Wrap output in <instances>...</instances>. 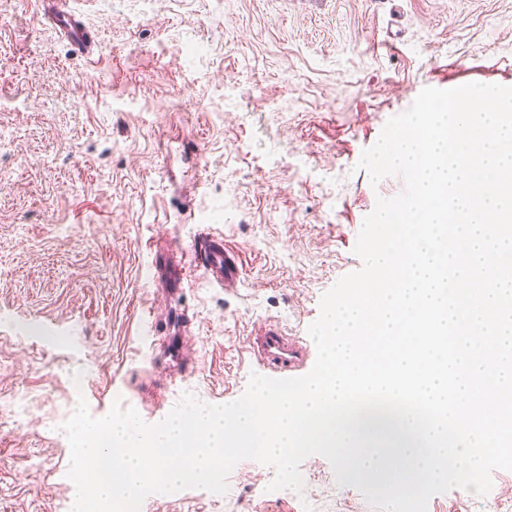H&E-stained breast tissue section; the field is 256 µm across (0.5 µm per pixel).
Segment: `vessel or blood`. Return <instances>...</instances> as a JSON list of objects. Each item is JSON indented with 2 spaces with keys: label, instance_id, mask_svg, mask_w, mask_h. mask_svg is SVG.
I'll list each match as a JSON object with an SVG mask.
<instances>
[{
  "label": "vessel or blood",
  "instance_id": "obj_1",
  "mask_svg": "<svg viewBox=\"0 0 512 512\" xmlns=\"http://www.w3.org/2000/svg\"><path fill=\"white\" fill-rule=\"evenodd\" d=\"M74 0H37L44 18L69 45L82 51L87 60L98 54V42L85 25ZM152 280L156 287L170 294L183 293L190 287L194 273H201L213 286L236 287L242 273L239 254L223 237L201 236L182 251L179 261H154ZM249 349L257 362L268 366L281 377L292 376L305 361L303 347L295 337L279 325L270 324L248 340Z\"/></svg>",
  "mask_w": 512,
  "mask_h": 512
}]
</instances>
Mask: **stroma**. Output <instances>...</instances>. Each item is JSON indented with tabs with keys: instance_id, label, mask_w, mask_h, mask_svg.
<instances>
[{
	"instance_id": "35a3bbf8",
	"label": "stroma",
	"mask_w": 512,
	"mask_h": 512,
	"mask_svg": "<svg viewBox=\"0 0 512 512\" xmlns=\"http://www.w3.org/2000/svg\"><path fill=\"white\" fill-rule=\"evenodd\" d=\"M88 63L35 0H0V512H70L62 424L115 400L148 424L194 394L226 404L263 373L245 346L279 324L301 337L323 294L358 271L377 197L357 163L426 87L512 86V0H77ZM242 252L237 288L155 291L156 244L204 233ZM183 315L148 348L143 322ZM81 387H74V379ZM302 491L239 462L218 495L147 496L141 512H377L328 460ZM427 512H512V472Z\"/></svg>"
}]
</instances>
